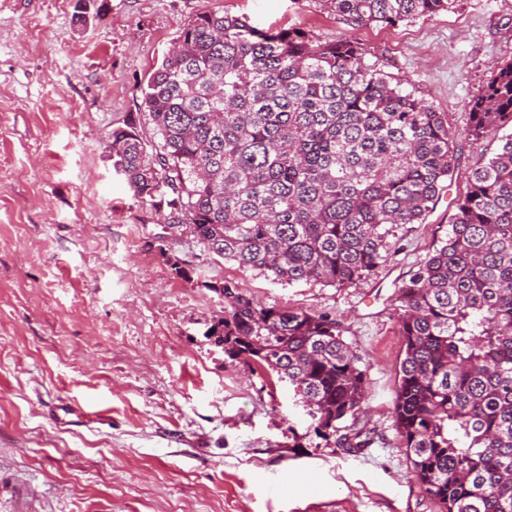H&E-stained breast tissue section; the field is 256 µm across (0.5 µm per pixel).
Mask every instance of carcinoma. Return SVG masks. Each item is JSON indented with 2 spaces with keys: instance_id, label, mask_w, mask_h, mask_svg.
Here are the masks:
<instances>
[{
  "instance_id": "obj_1",
  "label": "carcinoma",
  "mask_w": 512,
  "mask_h": 512,
  "mask_svg": "<svg viewBox=\"0 0 512 512\" xmlns=\"http://www.w3.org/2000/svg\"><path fill=\"white\" fill-rule=\"evenodd\" d=\"M353 24L427 18L454 0H324ZM152 136L144 137L141 119ZM512 126V59L472 100L468 134ZM137 202L205 249L290 284L343 287L382 262L396 224H423L457 168L448 114L351 39L264 31L200 13L105 139ZM209 328L225 359L288 384L322 439L356 452L366 372L336 320L266 308L231 281ZM403 341L393 423L438 512H512V136L472 173L448 235L397 286Z\"/></svg>"
}]
</instances>
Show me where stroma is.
I'll return each instance as SVG.
<instances>
[{"label":"stroma","instance_id":"1","mask_svg":"<svg viewBox=\"0 0 512 512\" xmlns=\"http://www.w3.org/2000/svg\"><path fill=\"white\" fill-rule=\"evenodd\" d=\"M358 42L369 63L447 113L453 181L425 223L394 226L388 257L343 288L288 284L165 231L107 159L104 139L195 15ZM88 22H81V15ZM512 58V0H455L430 17L356 26L322 0H0V512H438L393 426L401 279L445 238L473 169L511 135L468 137L470 101ZM187 269L177 275L170 257ZM266 307L336 319L367 375L349 452L307 434L275 373L225 360L205 332L213 282ZM100 410L63 427L55 407ZM302 445H288L290 432ZM287 477L271 496L270 476Z\"/></svg>","mask_w":512,"mask_h":512}]
</instances>
